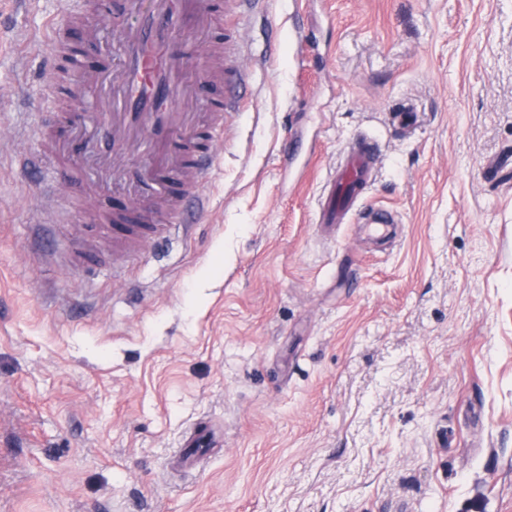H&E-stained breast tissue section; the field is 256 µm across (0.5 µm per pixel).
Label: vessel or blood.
<instances>
[{
	"mask_svg": "<svg viewBox=\"0 0 512 512\" xmlns=\"http://www.w3.org/2000/svg\"><path fill=\"white\" fill-rule=\"evenodd\" d=\"M104 0H83L54 26L55 53L67 54L75 70L73 94L91 90L95 109L61 113L65 138L50 145L54 158L50 179L67 183L69 158L77 148L91 149L96 171L89 195L116 172L130 181V205L104 214L101 232L114 245L163 239L183 221L186 205L205 211L209 197L203 184L215 178L216 145L224 138V115L238 111L253 86L252 69L241 57L243 29L268 22L270 0H114L113 19L121 20L113 49L115 64L81 70V55L68 52L65 32L84 29L89 42L100 39ZM200 58L204 79L223 81L222 95L199 99L184 79L187 63ZM349 160L328 179V215L332 223L352 224L375 179L379 145L360 134L352 140ZM204 434L186 436L183 466L200 463L197 450Z\"/></svg>",
	"mask_w": 512,
	"mask_h": 512,
	"instance_id": "obj_1",
	"label": "vessel or blood"
}]
</instances>
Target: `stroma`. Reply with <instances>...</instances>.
I'll return each mask as SVG.
<instances>
[{
	"instance_id": "stroma-1",
	"label": "stroma",
	"mask_w": 512,
	"mask_h": 512,
	"mask_svg": "<svg viewBox=\"0 0 512 512\" xmlns=\"http://www.w3.org/2000/svg\"><path fill=\"white\" fill-rule=\"evenodd\" d=\"M77 6L0 0V512H512V0H272L209 210L129 255L92 158L18 168ZM360 131L385 242L318 224Z\"/></svg>"
}]
</instances>
